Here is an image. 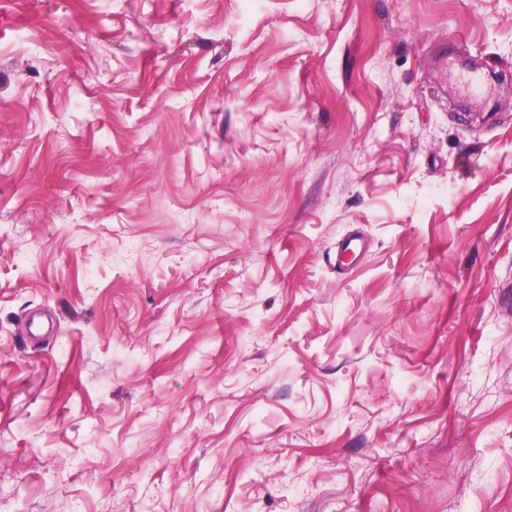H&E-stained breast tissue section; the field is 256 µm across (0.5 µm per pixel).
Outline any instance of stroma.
I'll return each mask as SVG.
<instances>
[{
    "mask_svg": "<svg viewBox=\"0 0 512 512\" xmlns=\"http://www.w3.org/2000/svg\"><path fill=\"white\" fill-rule=\"evenodd\" d=\"M486 62L512 0H0V512H512ZM369 248L368 239L359 231H349L336 244V265L348 267Z\"/></svg>",
    "mask_w": 512,
    "mask_h": 512,
    "instance_id": "obj_1",
    "label": "stroma"
}]
</instances>
